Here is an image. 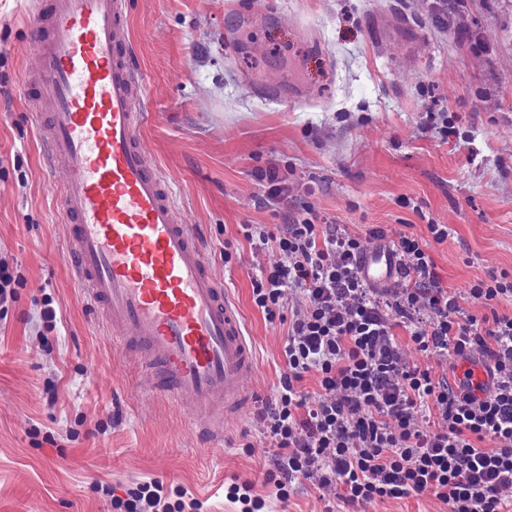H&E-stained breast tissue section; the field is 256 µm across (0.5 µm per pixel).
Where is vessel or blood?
Returning a JSON list of instances; mask_svg holds the SVG:
<instances>
[{"mask_svg":"<svg viewBox=\"0 0 512 512\" xmlns=\"http://www.w3.org/2000/svg\"><path fill=\"white\" fill-rule=\"evenodd\" d=\"M129 0H37L36 65L26 96L43 119L49 167L65 175L61 210L69 262L117 347L133 352L166 397L191 405L213 442L245 409L256 360L224 284L209 272L192 225L140 138V77L131 60ZM389 245L365 254L361 273L390 281Z\"/></svg>","mask_w":512,"mask_h":512,"instance_id":"b4317fda","label":"vessel or blood"}]
</instances>
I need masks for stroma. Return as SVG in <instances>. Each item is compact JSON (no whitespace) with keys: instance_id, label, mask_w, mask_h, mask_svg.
Returning <instances> with one entry per match:
<instances>
[{"instance_id":"obj_1","label":"stroma","mask_w":512,"mask_h":512,"mask_svg":"<svg viewBox=\"0 0 512 512\" xmlns=\"http://www.w3.org/2000/svg\"><path fill=\"white\" fill-rule=\"evenodd\" d=\"M31 4L0 0V255L17 275L0 305V512H118L113 497L150 479L185 491L194 512H240L227 492L243 481L262 512H448L431 495L348 505L315 478L283 498L268 481L280 450L258 409L279 395L304 301L274 320L255 305V275L279 255L242 227L313 211L370 248L375 228L429 240L445 224L448 239L430 245L442 287L463 296L489 270L512 274V0H448L444 23L429 0H131L147 157L255 351L252 402L215 451L191 409L113 344L71 270L63 174L49 171L21 91ZM272 165L282 202L259 177Z\"/></svg>"}]
</instances>
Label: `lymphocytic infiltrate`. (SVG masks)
<instances>
[{"label":"lymphocytic infiltrate","instance_id":"lymphocytic-infiltrate-1","mask_svg":"<svg viewBox=\"0 0 512 512\" xmlns=\"http://www.w3.org/2000/svg\"><path fill=\"white\" fill-rule=\"evenodd\" d=\"M428 231V242L394 241L397 287L371 288L358 269L365 245L340 225L306 217L277 234L245 225L254 248L279 253L255 278V305L272 318L289 295L304 299L288 326L281 392L260 411L282 450L268 474L279 490L315 475L352 503L429 494L449 512H512V315L494 310L512 298V276L472 285L467 298L486 313H469L429 254L450 229ZM398 326L419 351L464 364L457 384L407 362ZM311 372L319 390L309 395L297 385ZM102 492L121 512L176 509L157 479L122 498L109 485Z\"/></svg>","mask_w":512,"mask_h":512}]
</instances>
